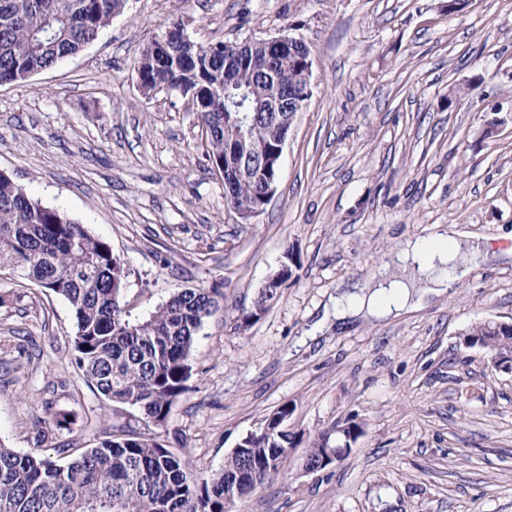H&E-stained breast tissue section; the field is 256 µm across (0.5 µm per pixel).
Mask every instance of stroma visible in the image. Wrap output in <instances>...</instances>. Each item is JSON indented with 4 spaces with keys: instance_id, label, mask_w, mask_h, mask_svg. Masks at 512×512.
Returning <instances> with one entry per match:
<instances>
[{
    "instance_id": "35a3bbf8",
    "label": "stroma",
    "mask_w": 512,
    "mask_h": 512,
    "mask_svg": "<svg viewBox=\"0 0 512 512\" xmlns=\"http://www.w3.org/2000/svg\"><path fill=\"white\" fill-rule=\"evenodd\" d=\"M446 3L127 0L78 54L0 85V171L111 245L132 318L184 288L219 293L190 389L157 427L84 380L62 298L0 275V445L65 461L155 434L201 480L286 404L303 439L234 512H512V372L461 343L475 322L512 321V255H470L469 276L418 311L306 335L339 283L432 225L478 244L512 232V0ZM174 22L201 43L290 33L311 46L312 95L252 223L228 209L187 100L137 88L142 42ZM288 250L277 303L235 329ZM58 410L72 429L42 438ZM353 416L355 447L305 473L312 439Z\"/></svg>"
}]
</instances>
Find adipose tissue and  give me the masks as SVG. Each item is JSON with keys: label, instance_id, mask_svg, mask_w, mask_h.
<instances>
[{"label": "adipose tissue", "instance_id": "ef3b65f1", "mask_svg": "<svg viewBox=\"0 0 512 512\" xmlns=\"http://www.w3.org/2000/svg\"><path fill=\"white\" fill-rule=\"evenodd\" d=\"M469 232L459 225L435 226L428 236L403 242L369 282L337 289L325 317L342 322L357 316L396 318L420 309L430 296H441L467 276Z\"/></svg>", "mask_w": 512, "mask_h": 512}]
</instances>
